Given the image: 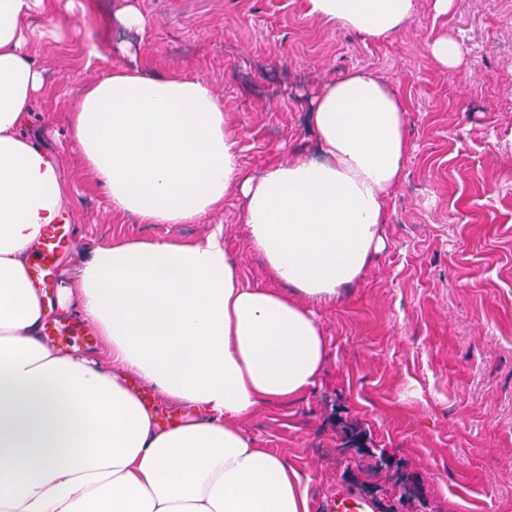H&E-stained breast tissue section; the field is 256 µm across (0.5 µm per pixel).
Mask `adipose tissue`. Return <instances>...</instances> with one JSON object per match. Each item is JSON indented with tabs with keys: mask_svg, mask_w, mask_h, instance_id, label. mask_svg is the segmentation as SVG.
<instances>
[{
	"mask_svg": "<svg viewBox=\"0 0 512 512\" xmlns=\"http://www.w3.org/2000/svg\"><path fill=\"white\" fill-rule=\"evenodd\" d=\"M55 0H0V512H311L300 471L240 423L308 393L326 361L315 304L337 300L383 239L409 151L392 85L355 71L325 85L312 120L322 158L241 177V143L210 81L114 64L69 116L88 187L114 216L194 224L246 199L253 250L276 285L243 283L223 225L190 243L114 239L47 303L30 284L45 225L66 223L62 162L22 132L50 89L27 49ZM308 15L382 42L414 0H305ZM101 340L62 353L50 309ZM180 416L160 422L143 390Z\"/></svg>",
	"mask_w": 512,
	"mask_h": 512,
	"instance_id": "1",
	"label": "adipose tissue"
}]
</instances>
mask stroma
I'll return each mask as SVG.
<instances>
[{"label":"stroma","instance_id":"35a3bbf8","mask_svg":"<svg viewBox=\"0 0 512 512\" xmlns=\"http://www.w3.org/2000/svg\"><path fill=\"white\" fill-rule=\"evenodd\" d=\"M33 20L29 52L54 92L30 107L27 134L47 143L72 185L71 229L54 257L59 287L114 237L190 242L223 224L250 284L274 287L252 251L238 194L202 224L114 219L86 187L68 129L77 89L111 72L120 46L157 75L204 76L241 139L243 174L315 150L311 101L355 70L386 79L408 105L404 179L386 203L384 248L364 276L314 311L327 342L316 386L260 407L242 424L258 447L302 471L314 506L336 490L378 512H512V0H418L390 40L374 43L303 0H57ZM133 7L140 32L121 29ZM459 41L454 70L430 54ZM101 56L87 65L88 46Z\"/></svg>","mask_w":512,"mask_h":512}]
</instances>
